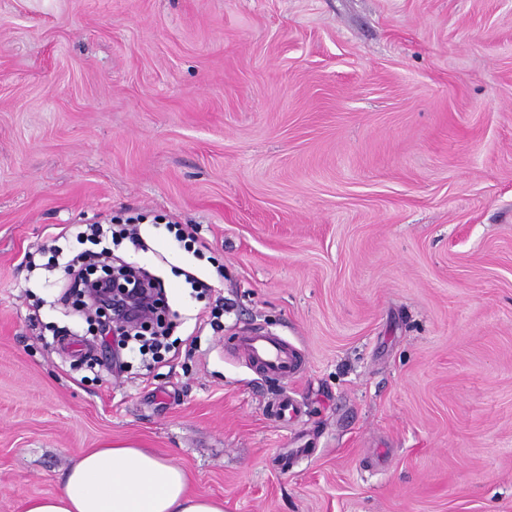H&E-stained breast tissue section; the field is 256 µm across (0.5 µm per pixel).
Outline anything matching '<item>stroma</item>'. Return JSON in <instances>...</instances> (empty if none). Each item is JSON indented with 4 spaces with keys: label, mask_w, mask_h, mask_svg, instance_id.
Returning a JSON list of instances; mask_svg holds the SVG:
<instances>
[{
    "label": "stroma",
    "mask_w": 512,
    "mask_h": 512,
    "mask_svg": "<svg viewBox=\"0 0 512 512\" xmlns=\"http://www.w3.org/2000/svg\"><path fill=\"white\" fill-rule=\"evenodd\" d=\"M119 213L180 322L109 373L50 247ZM122 445L224 512H512V0H0V512ZM238 349L254 361L269 379L282 380L295 374L299 357L291 347L260 329H251L237 337Z\"/></svg>",
    "instance_id": "1"
}]
</instances>
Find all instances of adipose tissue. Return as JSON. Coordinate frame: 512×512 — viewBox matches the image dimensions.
Instances as JSON below:
<instances>
[{
	"label": "adipose tissue",
	"instance_id": "1",
	"mask_svg": "<svg viewBox=\"0 0 512 512\" xmlns=\"http://www.w3.org/2000/svg\"><path fill=\"white\" fill-rule=\"evenodd\" d=\"M23 512H224L191 490L185 470L144 448H97L66 473L59 492L27 498Z\"/></svg>",
	"mask_w": 512,
	"mask_h": 512
}]
</instances>
